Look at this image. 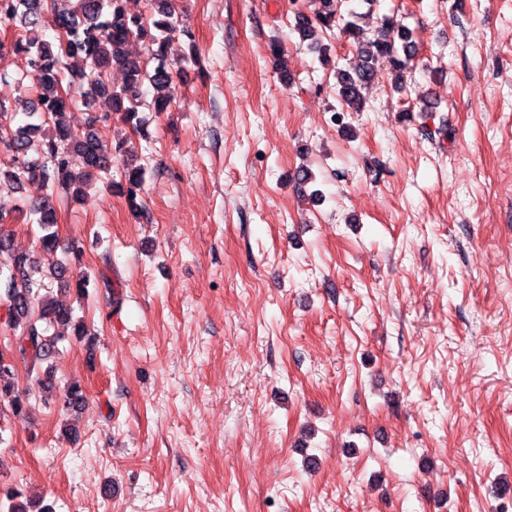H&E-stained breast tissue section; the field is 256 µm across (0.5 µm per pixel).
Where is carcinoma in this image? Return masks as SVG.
Returning a JSON list of instances; mask_svg holds the SVG:
<instances>
[{
  "label": "carcinoma",
  "mask_w": 512,
  "mask_h": 512,
  "mask_svg": "<svg viewBox=\"0 0 512 512\" xmlns=\"http://www.w3.org/2000/svg\"><path fill=\"white\" fill-rule=\"evenodd\" d=\"M126 0H0V26L47 25L57 34V42L32 41L21 37L7 44L0 41V57L10 51L28 56L29 71L16 79L19 86L29 82L30 96L7 110L0 102V150L8 161L0 169V185L8 184L25 193L28 208L25 212L29 224L39 225V255L52 258L51 266L60 284L76 288L85 294L87 276L70 279L69 265L81 263L84 249L79 241L71 242L64 251V259L56 258L59 248L57 234L51 231L56 217L49 207L50 193L58 188L85 184L106 169L99 126H107L113 117L139 132L143 119L141 109L161 113L174 100L177 78L189 65H197L192 54L173 65L167 58L169 41L180 34L193 39L192 32L177 23L169 0H158L157 12L161 18L147 24L139 13L128 11ZM343 0H318L312 12L295 15L293 31L310 47L320 48L319 35L342 19ZM342 30L356 45L358 61L349 69L336 70L338 95L350 112H360L365 106L364 91L372 82L373 61L384 56L390 59L396 73V83L402 84L403 74L416 56L413 31L385 19L382 28L373 36L366 35L359 25L361 14L348 12ZM147 42L149 60L154 62L147 69L140 61L132 59L125 51L130 39ZM84 57L88 70L79 79L67 77V59L74 55ZM125 72V83L111 87L104 81L110 68ZM76 82L87 84L84 92L86 104L99 95H107L112 102L111 111L95 116L89 129L81 136L72 134L67 123V113L74 104L70 86ZM153 88L151 101L142 97L144 85ZM115 153L123 158L127 196L136 204L138 191L143 183L144 170L128 158L125 141L116 144ZM34 261L26 255L12 251L9 239L0 234V271L9 272L0 304L7 309L10 327L17 332L16 347L23 356L37 362L47 359L55 350L61 337L49 334L56 324L73 328V335H84L83 323L74 311L48 299L43 302L39 320L29 318V304L42 289L41 282L32 279L28 267ZM8 402L11 411L18 415L24 402L16 395L11 384L0 385V403ZM9 512H30L22 501L24 494L15 488L3 491Z\"/></svg>",
  "instance_id": "1"
}]
</instances>
